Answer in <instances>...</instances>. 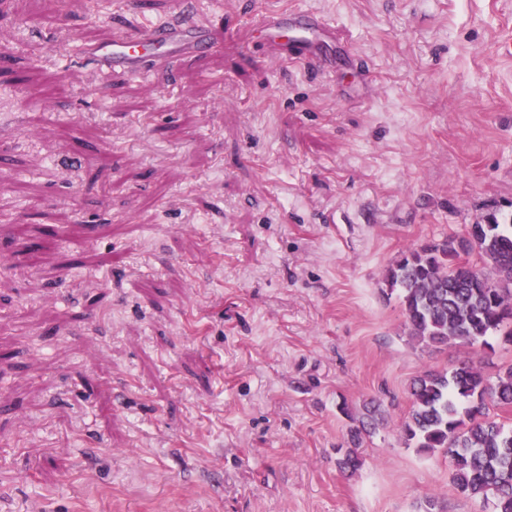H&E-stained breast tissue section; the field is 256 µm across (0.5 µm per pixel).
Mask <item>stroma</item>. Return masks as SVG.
<instances>
[{"instance_id": "obj_1", "label": "stroma", "mask_w": 512, "mask_h": 512, "mask_svg": "<svg viewBox=\"0 0 512 512\" xmlns=\"http://www.w3.org/2000/svg\"><path fill=\"white\" fill-rule=\"evenodd\" d=\"M176 2L0 11V512H491L401 424L415 376L495 377L512 343L417 342L384 276L512 218V0H199L249 40L81 58ZM275 8L369 75L328 41L318 70L270 58Z\"/></svg>"}]
</instances>
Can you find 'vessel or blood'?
I'll use <instances>...</instances> for the list:
<instances>
[{
    "label": "vessel or blood",
    "instance_id": "1",
    "mask_svg": "<svg viewBox=\"0 0 512 512\" xmlns=\"http://www.w3.org/2000/svg\"><path fill=\"white\" fill-rule=\"evenodd\" d=\"M262 26L272 38L268 51L272 56L298 59L320 65L318 50L322 38L339 41L336 27L321 15L308 11L273 10L262 17ZM223 31L196 24L185 0H179L173 19L154 23L138 34H120L111 41L87 48L96 71L105 75H142L149 71V51L163 49L169 62L176 63L220 49Z\"/></svg>",
    "mask_w": 512,
    "mask_h": 512
}]
</instances>
